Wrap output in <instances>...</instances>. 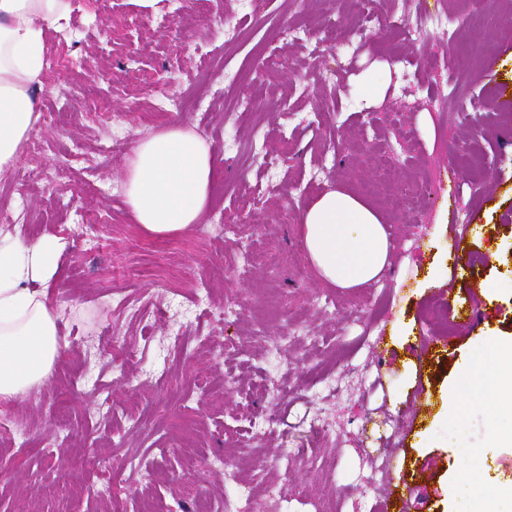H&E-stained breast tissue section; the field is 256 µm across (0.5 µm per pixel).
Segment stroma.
Wrapping results in <instances>:
<instances>
[{
  "instance_id": "1",
  "label": "stroma",
  "mask_w": 512,
  "mask_h": 512,
  "mask_svg": "<svg viewBox=\"0 0 512 512\" xmlns=\"http://www.w3.org/2000/svg\"><path fill=\"white\" fill-rule=\"evenodd\" d=\"M62 29L44 31L57 67L39 92L57 120L0 173V232L59 239L69 347L7 405L23 436L0 442V512H377L406 473L418 493L390 512H450L448 481L477 454L485 491L512 485V447L485 442L512 407L458 375L512 338V113L496 108L512 101V0H73ZM166 93L184 107L158 114ZM115 112L128 145L172 122L212 145L207 221L228 230L197 242L133 221L129 155L98 151ZM76 145L70 171L34 180ZM310 183L388 224L381 287L318 280L297 233ZM459 233L478 257L467 280ZM148 292L141 324L128 307ZM396 327L392 359L376 340ZM325 423L336 435L317 440Z\"/></svg>"
}]
</instances>
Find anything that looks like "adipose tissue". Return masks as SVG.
<instances>
[{"label":"adipose tissue","instance_id":"adipose-tissue-1","mask_svg":"<svg viewBox=\"0 0 512 512\" xmlns=\"http://www.w3.org/2000/svg\"><path fill=\"white\" fill-rule=\"evenodd\" d=\"M70 0H0V171L10 166L40 118L36 94L46 64L44 28L60 27ZM215 172L212 148L174 123L140 140L124 187L136 224L156 236L201 223ZM298 233L319 280L350 290L380 281L393 244L377 211L343 189L303 204ZM60 244L44 236L0 245V400L10 402L51 374L66 342L50 299Z\"/></svg>","mask_w":512,"mask_h":512}]
</instances>
